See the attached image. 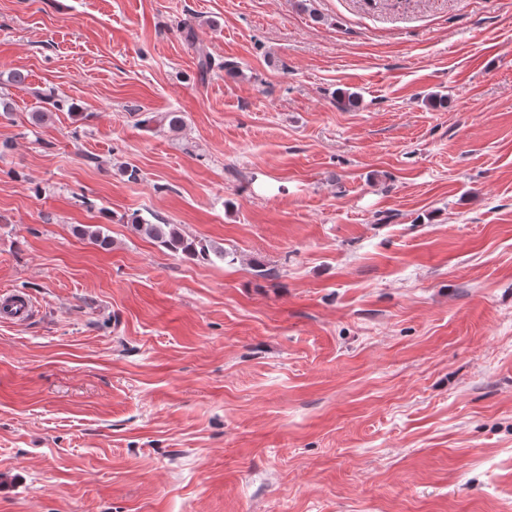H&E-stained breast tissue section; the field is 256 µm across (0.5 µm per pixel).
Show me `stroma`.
<instances>
[{"mask_svg":"<svg viewBox=\"0 0 512 512\" xmlns=\"http://www.w3.org/2000/svg\"><path fill=\"white\" fill-rule=\"evenodd\" d=\"M0 98V512H512V0H0ZM157 222L158 224L144 218H135L130 225L139 236L150 239L169 251L192 259L211 260L214 256L216 259L224 261L228 257L224 248L203 244L186 236L177 224ZM77 234L100 250L109 251L112 248V238L100 225H81ZM1 309L2 314L11 319H14L19 322H23L28 320L32 315V306L29 299L25 294L16 292L13 289H1ZM22 298L24 300V305L14 300V298ZM6 307L8 311L12 312V315H7L4 310Z\"/></svg>","mask_w":512,"mask_h":512,"instance_id":"35a3bbf8","label":"stroma"}]
</instances>
